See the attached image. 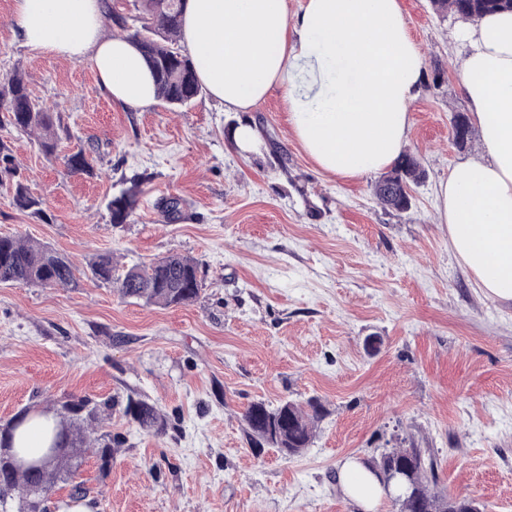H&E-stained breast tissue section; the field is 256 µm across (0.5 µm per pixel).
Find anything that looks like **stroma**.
<instances>
[{"instance_id": "obj_1", "label": "stroma", "mask_w": 512, "mask_h": 512, "mask_svg": "<svg viewBox=\"0 0 512 512\" xmlns=\"http://www.w3.org/2000/svg\"><path fill=\"white\" fill-rule=\"evenodd\" d=\"M399 3L426 66L405 149L427 176L405 213L378 204L375 177L316 167L282 88L245 115L204 93L179 108L122 109L88 62L22 46L13 0H0V78L20 75L61 125L51 156L36 137L0 132L46 213L21 212L0 187V235L49 245L80 278L0 285V425L89 397L113 401L101 428L127 439L108 471L77 458L51 512L71 503L75 482L94 512H357L337 480L344 460L367 463L407 439L450 495L512 512V303L477 288L436 220L440 183L481 149L476 132L457 146L451 124L469 111L451 40L460 20L429 0ZM244 118L259 151L228 141ZM80 150L92 174L68 169ZM133 185L132 217L112 226L108 200ZM172 196L176 219L161 210ZM173 253L198 261L203 279L186 306L122 298L88 267L99 254L123 271ZM135 393L162 410L164 435L128 423L121 405ZM312 397L325 415L309 448L285 457L249 445L251 403Z\"/></svg>"}]
</instances>
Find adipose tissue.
<instances>
[{
	"label": "adipose tissue",
	"mask_w": 512,
	"mask_h": 512,
	"mask_svg": "<svg viewBox=\"0 0 512 512\" xmlns=\"http://www.w3.org/2000/svg\"><path fill=\"white\" fill-rule=\"evenodd\" d=\"M105 11L104 0H13L12 22L23 46L89 62L115 105H155L151 69L129 39L104 37ZM182 40L202 89L228 111H251L284 87L295 137L327 174H377L406 144L425 60L399 0H304L294 15L286 0H186ZM455 41L484 153L453 168L435 209L476 286L512 302V11L467 21ZM339 479L359 512L386 495L358 459Z\"/></svg>",
	"instance_id": "obj_1"
}]
</instances>
